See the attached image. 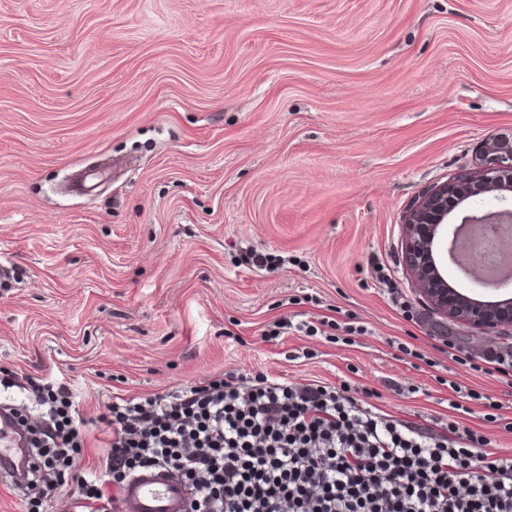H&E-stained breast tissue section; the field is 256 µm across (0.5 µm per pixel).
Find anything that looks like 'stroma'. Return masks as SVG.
Masks as SVG:
<instances>
[{
    "instance_id": "35a3bbf8",
    "label": "stroma",
    "mask_w": 512,
    "mask_h": 512,
    "mask_svg": "<svg viewBox=\"0 0 512 512\" xmlns=\"http://www.w3.org/2000/svg\"><path fill=\"white\" fill-rule=\"evenodd\" d=\"M511 134L512 0H0V403L38 419L49 378L86 422L49 512L115 393L264 373L416 424L448 376L501 396V337L430 309L401 234ZM300 314L365 332L267 339Z\"/></svg>"
}]
</instances>
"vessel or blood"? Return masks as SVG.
Wrapping results in <instances>:
<instances>
[{
  "label": "vessel or blood",
  "mask_w": 512,
  "mask_h": 512,
  "mask_svg": "<svg viewBox=\"0 0 512 512\" xmlns=\"http://www.w3.org/2000/svg\"><path fill=\"white\" fill-rule=\"evenodd\" d=\"M26 437L9 415H0V470L19 475L31 472L33 458L26 453ZM189 492L178 475L153 467L129 479L117 495L118 512H188Z\"/></svg>",
  "instance_id": "obj_1"
}]
</instances>
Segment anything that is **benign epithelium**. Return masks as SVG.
<instances>
[{
	"label": "benign epithelium",
	"mask_w": 512,
	"mask_h": 512,
	"mask_svg": "<svg viewBox=\"0 0 512 512\" xmlns=\"http://www.w3.org/2000/svg\"><path fill=\"white\" fill-rule=\"evenodd\" d=\"M512 192V140L485 143L473 175L434 186L409 210L404 224L403 266L415 290L437 313L476 331L495 332L512 345V298L482 301L448 285V215L479 194Z\"/></svg>",
	"instance_id": "1"
}]
</instances>
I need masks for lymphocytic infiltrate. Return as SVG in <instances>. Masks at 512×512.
I'll return each instance as SVG.
<instances>
[{"label":"lymphocytic infiltrate","instance_id":"f902f5d3","mask_svg":"<svg viewBox=\"0 0 512 512\" xmlns=\"http://www.w3.org/2000/svg\"><path fill=\"white\" fill-rule=\"evenodd\" d=\"M443 432L359 407L319 380L293 385L233 376L154 396L113 394L101 414L107 453L79 480L72 512H115L103 478L173 470L191 492L189 512H512V455L487 452L464 427L470 404L499 401L449 380ZM48 422L32 483L64 476L84 446L73 393L31 385Z\"/></svg>","mask_w":512,"mask_h":512}]
</instances>
